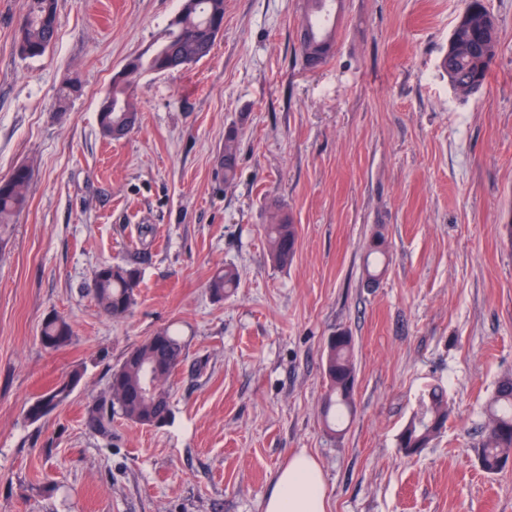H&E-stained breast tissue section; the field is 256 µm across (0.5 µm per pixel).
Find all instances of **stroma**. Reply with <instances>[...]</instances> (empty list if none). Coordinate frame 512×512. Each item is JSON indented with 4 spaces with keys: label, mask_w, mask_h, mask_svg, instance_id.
Listing matches in <instances>:
<instances>
[{
    "label": "stroma",
    "mask_w": 512,
    "mask_h": 512,
    "mask_svg": "<svg viewBox=\"0 0 512 512\" xmlns=\"http://www.w3.org/2000/svg\"><path fill=\"white\" fill-rule=\"evenodd\" d=\"M484 3L498 52L464 96L439 64L465 0H343L314 70L298 51L305 0H224L210 54L146 74L139 129L111 141L98 112L112 77L162 41L181 0H56L55 40L33 59L15 43L27 0H0V178L32 171L0 249V512H262L300 451L324 471L327 512H512V464L486 473L476 450L512 376V0ZM273 201L298 228L284 267ZM378 229L389 265L371 284ZM125 263L143 283L115 319L91 284ZM226 266L239 284L217 300L208 281ZM54 313L73 330L57 350L39 340ZM166 327L187 346L170 422L86 429L113 369ZM342 330L356 415L335 436L323 364ZM76 370L68 401L28 420ZM431 386L448 422L409 457L398 435ZM238 144L239 126L233 123L224 131V152L220 161L225 184H231L238 175Z\"/></svg>",
    "instance_id": "obj_1"
}]
</instances>
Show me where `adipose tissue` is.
Wrapping results in <instances>:
<instances>
[{
    "instance_id": "obj_1",
    "label": "adipose tissue",
    "mask_w": 512,
    "mask_h": 512,
    "mask_svg": "<svg viewBox=\"0 0 512 512\" xmlns=\"http://www.w3.org/2000/svg\"><path fill=\"white\" fill-rule=\"evenodd\" d=\"M327 489L317 460L305 452L294 454L273 477V489L262 512H326Z\"/></svg>"
}]
</instances>
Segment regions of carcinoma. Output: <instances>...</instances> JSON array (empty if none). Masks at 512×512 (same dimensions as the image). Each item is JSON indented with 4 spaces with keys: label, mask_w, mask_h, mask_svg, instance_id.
<instances>
[{
    "label": "carcinoma",
    "mask_w": 512,
    "mask_h": 512,
    "mask_svg": "<svg viewBox=\"0 0 512 512\" xmlns=\"http://www.w3.org/2000/svg\"><path fill=\"white\" fill-rule=\"evenodd\" d=\"M308 10L299 33V54L303 65L315 69L326 62L334 47L333 30L323 25L321 13L327 6L341 0H307ZM224 21V0H182L181 10L167 29L162 42L149 54L129 58V69L122 82H112V102L122 106L112 109L107 117L114 125L132 132L138 124L133 102L135 89L147 73L163 72L192 64L211 52ZM56 30L55 0H28V10L17 34L18 50L28 47L43 55L51 46ZM498 32L493 16L481 0H469L468 7L453 28L448 39V51L443 55L441 68L451 86L461 92L466 87H483L496 56ZM239 126L229 125L224 131V152L220 168L224 183H232L238 175ZM31 171L21 165L6 179L0 180V248L6 245L1 235L12 218L27 205V189ZM266 235L274 261L286 265L293 258L298 229L286 213L275 214L267 225ZM367 280H378L384 271L380 258L385 256V238L376 232L367 245ZM142 275L132 264L104 265L94 274L92 288L97 303L109 316L125 317L135 303L141 288ZM238 286V274L231 267L217 270L208 288L213 297L221 299ZM72 336L69 322L58 315L47 317L41 328L40 342L48 349L67 345ZM185 359V344L179 334L164 328L127 352L119 367L112 370L107 391L97 397L86 418V427L95 434L106 435L112 430V414L128 421L157 427L171 416L170 395L166 384ZM324 374L328 390L323 408L325 426L329 432H341V426L355 413L354 390L348 379L356 378L353 338L327 340ZM81 379L73 372L56 387L30 402L26 416L38 421L53 414L68 400ZM489 421L477 446L482 468L496 474L512 459V378L497 387L489 406ZM448 420V402L438 388L421 394L419 407L401 430L398 441L402 448L423 449L441 433Z\"/></svg>",
    "instance_id": "carcinoma-1"
}]
</instances>
